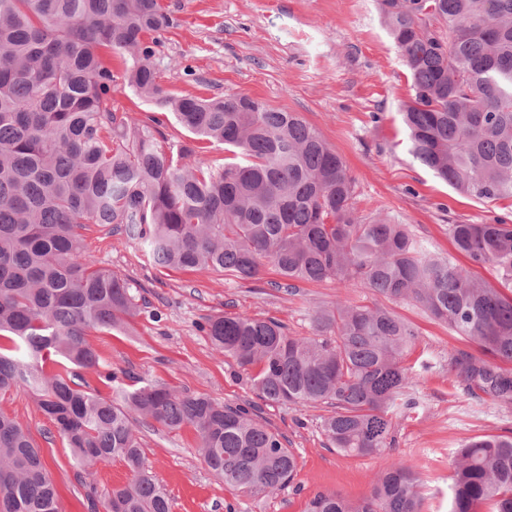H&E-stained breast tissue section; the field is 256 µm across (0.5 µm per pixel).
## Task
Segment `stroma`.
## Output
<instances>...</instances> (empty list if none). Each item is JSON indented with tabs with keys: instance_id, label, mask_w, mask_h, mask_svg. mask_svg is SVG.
Segmentation results:
<instances>
[{
	"instance_id": "35a3bbf8",
	"label": "stroma",
	"mask_w": 512,
	"mask_h": 512,
	"mask_svg": "<svg viewBox=\"0 0 512 512\" xmlns=\"http://www.w3.org/2000/svg\"><path fill=\"white\" fill-rule=\"evenodd\" d=\"M172 23L155 36L158 80L172 94L220 98L246 94L300 115L346 162L360 215L408 225L430 250L456 253L452 224L512 222V199L482 202L435 178L409 151L400 107L412 95L411 79L386 33L377 0H162ZM109 60L116 77L112 106L129 122L160 115L165 147L186 145L188 132L172 114L160 113L125 84L120 54ZM87 252L97 266L125 278L142 308L131 333L95 334L102 371L123 386L165 384L231 406L256 404L258 419L297 456L290 486L270 496H247L225 486L198 453L193 427L141 429L146 467L165 488L171 512H307L320 491L357 502L392 457L344 455L321 432L326 406L271 405L259 401L251 373L213 349L197 329L205 316L246 314L281 322L292 336L312 333L318 310L336 302L372 301L367 289L302 283L292 292L274 288L265 267L253 280L221 273L170 271L156 266L122 232L90 226ZM389 309L413 324V359L419 406L395 419L394 455L409 460L423 480L422 512H448L451 452L470 438L512 433V403L467 392L448 371L457 352L477 348L419 305L392 301ZM100 370V371H101ZM0 412L18 418L39 448L59 494L60 512H90L88 493L104 498L132 475L120 460L78 473L71 450L26 393L0 395Z\"/></svg>"
}]
</instances>
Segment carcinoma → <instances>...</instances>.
<instances>
[{
	"label": "carcinoma",
	"instance_id": "obj_1",
	"mask_svg": "<svg viewBox=\"0 0 512 512\" xmlns=\"http://www.w3.org/2000/svg\"><path fill=\"white\" fill-rule=\"evenodd\" d=\"M382 23L412 80L402 105L412 155L459 193L512 199V0H378ZM161 0H0V392L31 393L87 470L119 459L127 485L103 512H171L144 467L139 427L190 425L199 453L224 485L251 496L290 485L297 461L280 436L204 395L151 384L86 389L98 370L93 333L129 328L141 310L131 288L85 251L82 231L120 229L167 270L256 278L269 263L278 288L360 285L407 299L458 336L476 357L448 372L512 402V223L450 224L467 264L432 253L405 224L354 207L344 160L296 112L248 95L176 96L157 80L148 36L169 27ZM138 96L170 110L201 144L240 162L207 164L197 148L159 144V120L130 124L112 109V68ZM491 265L499 286L474 269ZM199 329L243 368L257 367L268 404L331 408L328 446L354 456L395 448L393 419L415 408L405 359L415 330L378 303H338L294 337L273 319L208 316ZM449 512H512V435L474 437L455 451ZM422 484L397 461L351 503L318 492L307 512H421ZM0 512H60L56 488L28 428L0 413Z\"/></svg>",
	"mask_w": 512,
	"mask_h": 512
}]
</instances>
